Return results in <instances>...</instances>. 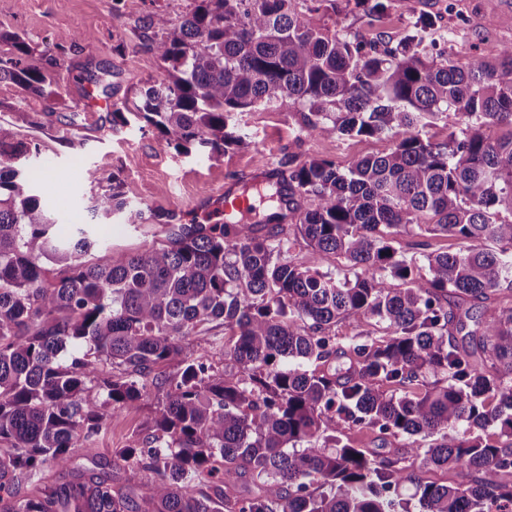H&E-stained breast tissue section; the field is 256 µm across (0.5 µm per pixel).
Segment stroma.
I'll return each instance as SVG.
<instances>
[{
  "label": "stroma",
  "instance_id": "35a3bbf8",
  "mask_svg": "<svg viewBox=\"0 0 512 512\" xmlns=\"http://www.w3.org/2000/svg\"><path fill=\"white\" fill-rule=\"evenodd\" d=\"M379 21L368 24L356 6H342L324 15L326 26L364 41L401 40L417 20L430 26L422 47L428 54L443 51L455 60L474 57L497 62L512 46V0H410L401 9L396 0H383ZM194 0H0V29L15 32L34 43L38 63L54 72L59 95L51 100L0 82V123L15 127L19 140L37 143L39 155L27 165L52 182L57 228L94 225L99 239L123 251H141L164 241L168 208H179L183 224H207L212 194L220 185L249 182L251 172L269 165L285 170L287 161L311 158L335 161L340 168L356 160L386 152L390 143L376 137L312 138L295 112L269 109L239 114L237 123L245 145L213 155L205 150L188 154L161 148L157 133L138 125L112 122L114 104L135 97L146 82L159 80L163 63L142 46V19L151 11L166 12L173 20L193 7ZM94 37L92 45L78 40ZM93 180H85V171ZM120 177L128 201L144 209L143 224L95 218L91 207L97 196ZM156 394H148L123 410L94 438L96 459H73L67 469H41L42 482L53 483L75 473H108L114 486L150 489V478L133 474L125 463H113L115 449L132 436L145 434L153 416Z\"/></svg>",
  "mask_w": 512,
  "mask_h": 512
}]
</instances>
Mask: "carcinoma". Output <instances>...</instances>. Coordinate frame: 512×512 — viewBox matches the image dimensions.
I'll use <instances>...</instances> for the list:
<instances>
[{
	"mask_svg": "<svg viewBox=\"0 0 512 512\" xmlns=\"http://www.w3.org/2000/svg\"><path fill=\"white\" fill-rule=\"evenodd\" d=\"M299 2L148 14L142 45L163 77L112 122L142 120L184 153L243 145L236 116L268 109L299 113L311 136L390 138L347 170L311 158L282 185L243 189L281 205L299 192L295 236L348 277L294 256L277 211L266 235L233 211L136 254L83 224L61 235L24 164L37 147L0 123V512H512V301L487 304L512 291V47L495 64L424 57V21L395 46L365 43L322 23L336 0ZM2 44L0 81L54 96L37 48L0 31ZM450 110L464 128L421 135ZM92 211L144 220L117 177ZM438 233L458 248L421 266L393 246ZM460 297L473 302L462 313ZM340 321L356 333L337 336ZM215 322L229 372L184 357ZM181 356L176 378L154 374ZM152 389L149 432L114 451L150 474L148 494L98 474L21 493L42 466L95 456L91 438ZM364 429L406 443L359 448ZM439 469L460 480H431Z\"/></svg>",
	"mask_w": 512,
	"mask_h": 512,
	"instance_id": "obj_1",
	"label": "carcinoma"
}]
</instances>
